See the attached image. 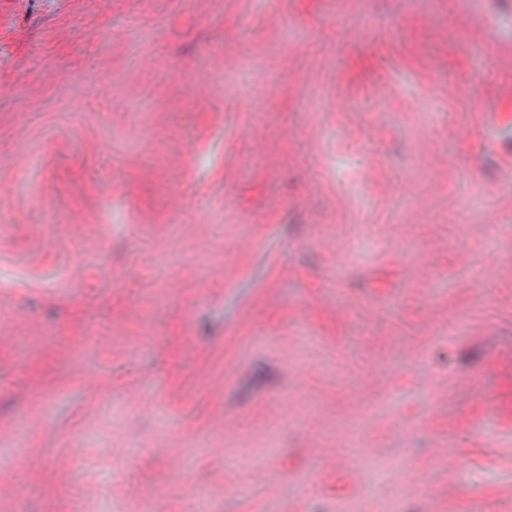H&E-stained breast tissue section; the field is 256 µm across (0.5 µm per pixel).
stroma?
Masks as SVG:
<instances>
[{"mask_svg":"<svg viewBox=\"0 0 512 512\" xmlns=\"http://www.w3.org/2000/svg\"><path fill=\"white\" fill-rule=\"evenodd\" d=\"M1 182L0 512H512V0H14Z\"/></svg>","mask_w":512,"mask_h":512,"instance_id":"obj_1","label":"stroma"}]
</instances>
